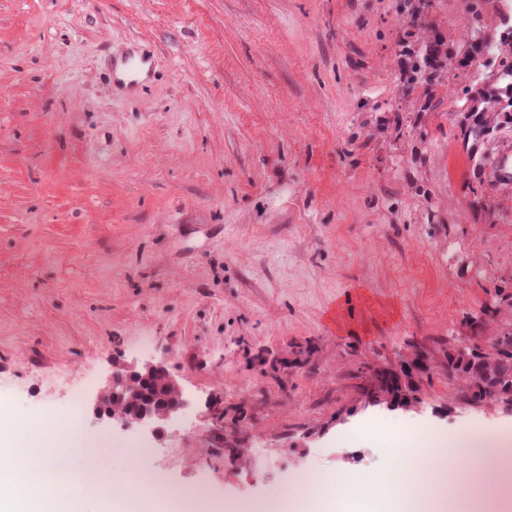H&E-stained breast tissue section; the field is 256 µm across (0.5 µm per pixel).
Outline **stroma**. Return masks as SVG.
I'll use <instances>...</instances> for the list:
<instances>
[{"instance_id":"1","label":"stroma","mask_w":512,"mask_h":512,"mask_svg":"<svg viewBox=\"0 0 512 512\" xmlns=\"http://www.w3.org/2000/svg\"><path fill=\"white\" fill-rule=\"evenodd\" d=\"M427 20L453 46L495 3ZM406 30L396 0H0V404L49 449L78 411L113 476L220 506L378 473L391 446L363 424L512 435L507 415H448L441 373L421 416L363 408L353 377L512 294V188L477 181L457 140L463 77L430 110L405 86ZM146 50L145 87L114 83ZM149 356L194 395L159 441L85 401ZM213 401L246 414L253 460L223 453Z\"/></svg>"}]
</instances>
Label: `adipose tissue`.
Returning <instances> with one entry per match:
<instances>
[{"instance_id":"ef3b65f1","label":"adipose tissue","mask_w":512,"mask_h":512,"mask_svg":"<svg viewBox=\"0 0 512 512\" xmlns=\"http://www.w3.org/2000/svg\"><path fill=\"white\" fill-rule=\"evenodd\" d=\"M97 434L70 435L62 446L43 451L35 436H11L0 443V512H76L92 485H108L109 497L124 501L130 487L151 495L169 490L149 473L134 470L117 481L106 473ZM417 431L405 428L393 438L395 450L382 478L375 479L339 468L320 476L315 485L298 480L276 501L308 498L310 512H332L335 504L347 512H371L375 504L397 499L409 504L427 500L428 486L437 474L435 462L421 446ZM448 456V494L456 512H470L474 501L491 499L503 489L508 475L502 465V437L493 430L465 431L452 438Z\"/></svg>"}]
</instances>
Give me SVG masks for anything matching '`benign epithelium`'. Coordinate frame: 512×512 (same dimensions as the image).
Returning a JSON list of instances; mask_svg holds the SVG:
<instances>
[{
    "mask_svg": "<svg viewBox=\"0 0 512 512\" xmlns=\"http://www.w3.org/2000/svg\"><path fill=\"white\" fill-rule=\"evenodd\" d=\"M393 365L399 374L427 373L431 368L426 350L418 343H410L399 349L394 356ZM153 377L161 378L163 387L172 396V402L131 411V405L140 397L141 385ZM187 405L184 385L170 373L162 357L114 363L108 383L90 396V407L98 419L114 428L143 432L154 438L164 435ZM364 406H382L389 411L416 415L427 412V404L423 398L413 402L401 399L382 402L370 397L365 399Z\"/></svg>",
    "mask_w": 512,
    "mask_h": 512,
    "instance_id": "obj_1",
    "label": "benign epithelium"
}]
</instances>
